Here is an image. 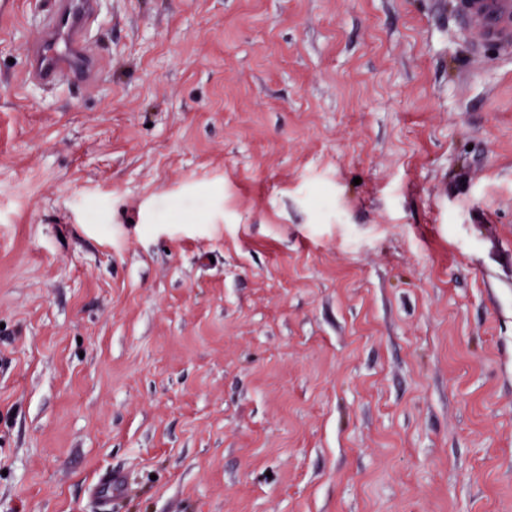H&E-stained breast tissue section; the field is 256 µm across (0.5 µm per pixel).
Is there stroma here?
Wrapping results in <instances>:
<instances>
[{
	"label": "stroma",
	"instance_id": "stroma-1",
	"mask_svg": "<svg viewBox=\"0 0 512 512\" xmlns=\"http://www.w3.org/2000/svg\"><path fill=\"white\" fill-rule=\"evenodd\" d=\"M455 0L0 12V512H512V54ZM100 0H50L29 41L27 72L40 86L64 83L92 85L101 72L89 37L99 14Z\"/></svg>",
	"mask_w": 512,
	"mask_h": 512
}]
</instances>
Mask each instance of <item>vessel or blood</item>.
<instances>
[{
    "label": "vessel or blood",
    "mask_w": 512,
    "mask_h": 512,
    "mask_svg": "<svg viewBox=\"0 0 512 512\" xmlns=\"http://www.w3.org/2000/svg\"><path fill=\"white\" fill-rule=\"evenodd\" d=\"M100 0H50L29 42L27 72L40 86L91 85L101 72L89 37ZM455 13L475 50L512 51V0H456Z\"/></svg>",
    "instance_id": "vessel-or-blood-1"
}]
</instances>
